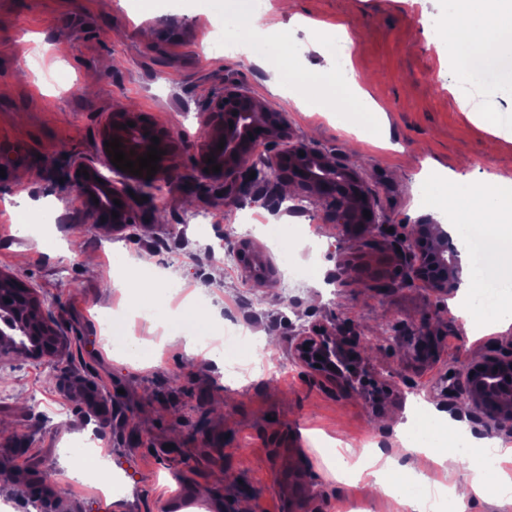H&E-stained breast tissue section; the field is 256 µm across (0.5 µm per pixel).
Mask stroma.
I'll use <instances>...</instances> for the list:
<instances>
[{
	"mask_svg": "<svg viewBox=\"0 0 512 512\" xmlns=\"http://www.w3.org/2000/svg\"><path fill=\"white\" fill-rule=\"evenodd\" d=\"M266 0L263 24L281 22L302 47L306 75L334 73L339 51L349 50L358 73L374 75L367 92L384 110L387 150L352 153V135L335 116L302 112L273 93L267 73L224 47V24L212 0H0V270L9 271L45 302L64 347L61 362L0 349V500L8 512H163L191 491L203 512H389V500L334 474L321 447L342 422L345 440L363 447L396 441L413 391L426 405L462 424L477 439L512 443V431L478 425L461 399L447 402L430 391L444 375L464 381L463 363L478 360L502 336H479L449 308L448 298L425 288L382 290L393 269L389 254L346 235L322 205L294 213L300 190L285 202L248 194L224 201L199 187L198 144L209 132L208 105L225 87L240 85L284 112L295 136L355 165L378 209L392 223L415 224L430 212L418 202L426 167L502 173L512 166V99L482 86L463 87L459 61L450 57L439 21L446 0ZM344 26L346 40L320 51V24ZM126 103L180 139L178 181L141 207L139 221L122 231L89 221L68 183L74 160L102 159L98 130L117 103ZM505 113L500 129L484 113ZM39 201L56 215L51 243L9 224L7 209ZM301 204V203H300ZM255 214L259 225L313 227L319 252L293 238L289 252L321 271L323 288L307 280L274 278L255 288L239 263H225L211 242L228 226ZM151 262L177 280L174 303L201 294L216 318L247 317L254 336L277 338L268 359L280 367L274 381L239 375L221 365L195 370L183 338L165 343L160 333L138 330L141 343H157L159 365L133 369L115 356L101 334L117 309L113 257ZM222 266L224 278L210 271ZM333 322L364 337L351 386L295 365L290 347L301 326ZM428 323L431 359L417 356L412 328ZM108 448L113 472L124 474L121 504L98 486L74 482L62 466L84 436Z\"/></svg>",
	"mask_w": 512,
	"mask_h": 512,
	"instance_id": "stroma-1",
	"label": "stroma"
}]
</instances>
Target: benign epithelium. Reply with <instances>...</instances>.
<instances>
[{"label":"benign epithelium","instance_id":"7a95c632","mask_svg":"<svg viewBox=\"0 0 512 512\" xmlns=\"http://www.w3.org/2000/svg\"><path fill=\"white\" fill-rule=\"evenodd\" d=\"M135 126L130 127L127 122ZM211 132L199 144L201 157V183L208 191L224 190V197L232 199L243 195L253 183L249 172L260 162L277 177V183L287 182L313 192L312 201L321 200L334 207V219L346 232L372 236L379 234L392 239L390 250L408 256L406 270H397L380 285L387 288H409L420 284L438 295L455 291L461 283L460 259L447 253L448 234L441 226L429 220L410 225V230L398 236L396 225L388 216L375 209L371 190L359 171L338 162L332 155L302 143H292L288 122L279 112L268 108L248 90L239 87L224 89L209 112ZM159 137L157 149L165 151L157 162L158 171L152 179L147 173L135 176L121 171L111 163L109 147H101L102 166L76 164L71 173L74 191L83 198L92 222L97 223L109 215L112 229L121 231L139 218V203L130 195L147 184L165 179L175 170L177 142L173 132L126 109L109 113L99 131V142L113 138L123 144L125 154L136 155L148 151L151 138ZM224 148H218L219 144ZM304 155H299V152ZM213 157L207 162V157ZM214 165L221 166L217 173L206 172ZM86 168L88 175L77 170ZM118 199L117 206L113 200ZM369 211L366 218L363 211ZM118 217H112V212ZM238 262L255 280L269 281L276 277L277 269L270 257L250 241H241L235 247ZM14 324L35 344L34 353L40 358L58 360L63 350L54 324L43 316L13 313ZM355 340L353 336L337 335L336 325L319 323L304 326L294 336L291 353L294 361L304 367L319 368L334 382L345 379L348 352ZM322 359H317V356ZM462 398L467 401L477 418L489 429L512 428V346L507 351L496 350L466 367Z\"/></svg>","mask_w":512,"mask_h":512}]
</instances>
